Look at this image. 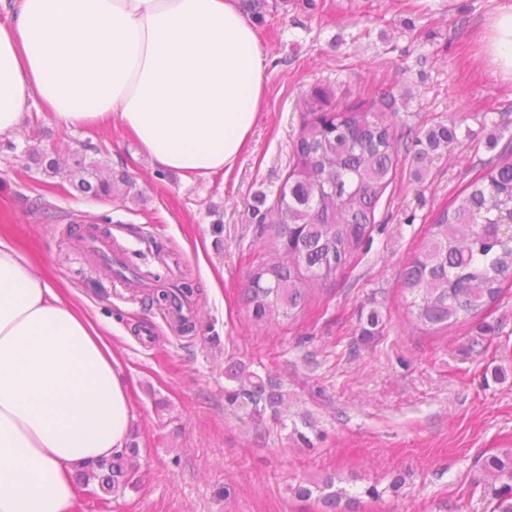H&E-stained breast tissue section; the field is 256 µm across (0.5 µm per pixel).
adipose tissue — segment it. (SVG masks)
<instances>
[{"instance_id":"adipose-tissue-1","label":"adipose tissue","mask_w":512,"mask_h":512,"mask_svg":"<svg viewBox=\"0 0 512 512\" xmlns=\"http://www.w3.org/2000/svg\"><path fill=\"white\" fill-rule=\"evenodd\" d=\"M485 54L512 79V0ZM0 137L29 100L69 127L117 122L161 168L231 173L266 65L237 0H0ZM135 415L119 360L65 288L0 243V512H78L77 468L122 451Z\"/></svg>"}]
</instances>
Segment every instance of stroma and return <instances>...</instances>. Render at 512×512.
Returning a JSON list of instances; mask_svg holds the SVG:
<instances>
[{
	"label": "stroma",
	"mask_w": 512,
	"mask_h": 512,
	"mask_svg": "<svg viewBox=\"0 0 512 512\" xmlns=\"http://www.w3.org/2000/svg\"><path fill=\"white\" fill-rule=\"evenodd\" d=\"M494 0H295L256 22L267 62L261 113L228 176L186 179L156 167L114 123L66 127L31 107L14 148L0 141V240L98 319L133 392L135 487L79 485L81 512H321L293 489L329 475L375 484L357 512H488L475 482L483 460L512 450V287L448 332L414 327L401 274L435 217L484 163L512 147V80L495 75L481 36ZM340 103L382 88L398 96L405 135L442 122L458 142L417 183L410 159L382 196L360 251L316 285L296 319L259 326L241 301L250 271L277 256L257 223L288 173L299 99L315 83ZM86 150L133 187L118 201L80 195L25 152ZM110 238L134 280L106 276L80 238ZM186 286L194 329L170 322L161 298ZM378 312L382 330L361 328ZM278 378L282 422L224 400V362ZM316 423L291 438L297 413ZM401 478L398 493L388 492Z\"/></svg>",
	"instance_id": "stroma-1"
}]
</instances>
